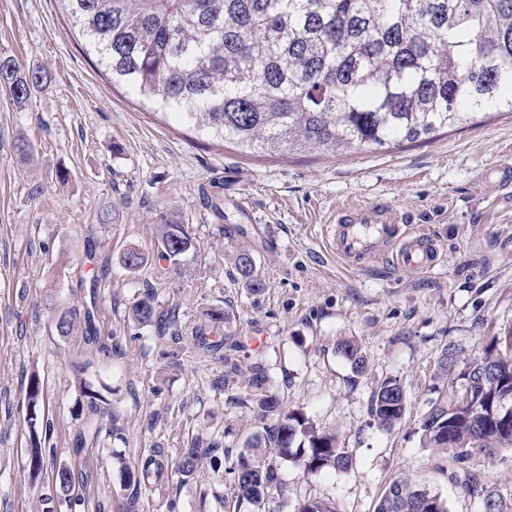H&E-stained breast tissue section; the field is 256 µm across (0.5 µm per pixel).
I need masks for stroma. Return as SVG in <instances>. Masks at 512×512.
Segmentation results:
<instances>
[{
  "mask_svg": "<svg viewBox=\"0 0 512 512\" xmlns=\"http://www.w3.org/2000/svg\"><path fill=\"white\" fill-rule=\"evenodd\" d=\"M82 43L58 0H0V55L50 80L21 104L0 89V512H224L231 463L266 431L244 384L255 369L283 410L336 432L353 458L350 470L317 475L279 461L263 512H294L305 497L374 512L400 478L441 494L450 512H480L469 474L512 496V453L461 462L420 442L430 402L460 387L438 369L442 349L468 358L512 329V187L488 181L490 168H512V115L384 149L247 155L147 109ZM21 139L34 147L25 160ZM350 205L408 220L434 240L438 264L412 275L386 260L356 270L337 259L321 227ZM163 214L196 244L179 272L156 259ZM131 247L148 258L135 272L119 261ZM241 250L257 261L260 291L237 277ZM147 293L176 308L179 334L133 322ZM214 307L238 348L198 346ZM89 308L98 342L57 333V314ZM345 338L367 356L360 377L337 351ZM34 374L45 396L35 410L25 396ZM388 377L403 384L407 409L382 430L369 400ZM84 383L99 392V412L78 409ZM35 433L49 449L37 476L24 454ZM194 439L219 448L185 482L176 466ZM151 457L165 478L130 483L125 468ZM61 467L75 475L67 498L51 495Z\"/></svg>",
  "mask_w": 512,
  "mask_h": 512,
  "instance_id": "obj_1",
  "label": "stroma"
}]
</instances>
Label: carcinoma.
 Returning a JSON list of instances; mask_svg holds the SVG:
<instances>
[{
    "label": "carcinoma",
    "mask_w": 512,
    "mask_h": 512,
    "mask_svg": "<svg viewBox=\"0 0 512 512\" xmlns=\"http://www.w3.org/2000/svg\"><path fill=\"white\" fill-rule=\"evenodd\" d=\"M86 50L130 93L157 112L169 113L196 130L249 151L315 150L323 153L383 148L416 142L445 129L474 124L480 115L512 114V0H60ZM48 77L22 71L0 56V88L19 103L45 90ZM157 259L173 267L196 251L186 225L160 217ZM147 258L123 253L135 272ZM238 279L264 286L251 253L234 259ZM139 324L170 327L175 312L158 310L144 295L131 307ZM63 336L97 339L90 314L58 315ZM338 352L359 376L366 354L354 339ZM461 392L471 391L476 413H458L457 400L434 401L422 420L423 445L451 450L460 460L478 453L495 458L512 452V331L489 338L459 373ZM258 370L247 379L261 419L276 424L268 443L289 458L302 435L308 447L291 457L311 474L345 471L352 456L336 434L317 430L300 410L280 411ZM26 398L35 409L44 401L40 379L30 377ZM406 393L388 377L372 391L369 415L390 430L404 418ZM260 438L247 443L232 466L237 501L259 508L277 485L274 460ZM214 448L193 443L183 449L178 472L195 477ZM27 465L37 474L46 449L33 437ZM166 469L149 458L128 470L137 485L162 480ZM56 492L69 494L74 474L66 467L53 477ZM483 512H512L492 488L482 489ZM295 512H337L331 503L304 499ZM375 512H449L440 495L408 480L393 483Z\"/></svg>",
    "instance_id": "obj_1"
}]
</instances>
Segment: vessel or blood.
<instances>
[{"label":"vessel or blood","mask_w":512,"mask_h":512,"mask_svg":"<svg viewBox=\"0 0 512 512\" xmlns=\"http://www.w3.org/2000/svg\"><path fill=\"white\" fill-rule=\"evenodd\" d=\"M329 250L342 261L357 265L387 259L404 273L418 274L435 267L437 251L431 239L389 210L355 207L326 225Z\"/></svg>","instance_id":"vessel-or-blood-1"}]
</instances>
